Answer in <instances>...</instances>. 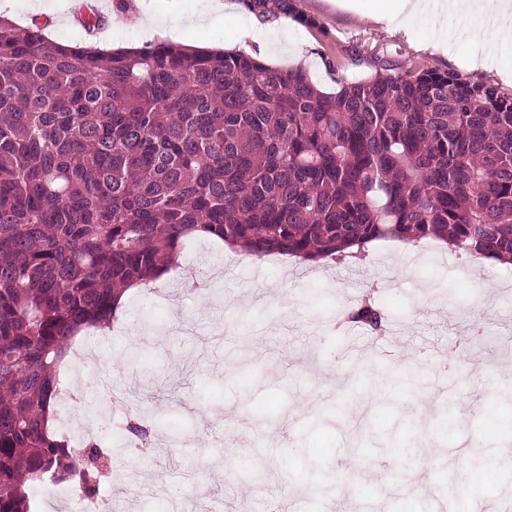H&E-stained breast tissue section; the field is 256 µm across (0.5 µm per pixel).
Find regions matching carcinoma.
Listing matches in <instances>:
<instances>
[{
  "mask_svg": "<svg viewBox=\"0 0 512 512\" xmlns=\"http://www.w3.org/2000/svg\"><path fill=\"white\" fill-rule=\"evenodd\" d=\"M49 26L0 16V512H34L46 482L97 493L112 453L49 434L59 368L190 240L342 260L430 239L512 264V95L497 86L375 58L324 94L237 51L88 50ZM346 318L379 333L388 315L364 299Z\"/></svg>",
  "mask_w": 512,
  "mask_h": 512,
  "instance_id": "obj_1",
  "label": "carcinoma"
}]
</instances>
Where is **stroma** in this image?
Wrapping results in <instances>:
<instances>
[{
    "instance_id": "35a3bbf8",
    "label": "stroma",
    "mask_w": 512,
    "mask_h": 512,
    "mask_svg": "<svg viewBox=\"0 0 512 512\" xmlns=\"http://www.w3.org/2000/svg\"><path fill=\"white\" fill-rule=\"evenodd\" d=\"M223 2V13L207 21V0H142L148 29L103 0V37L142 47L169 31L183 45L230 48L252 23L267 40L259 59L303 67L326 93L370 76L374 57L411 71L456 70L512 93V52L493 55L487 44L464 40L448 52L430 50L423 22L407 36L331 0H294L295 17L270 21L243 0ZM303 16L315 26L300 24ZM355 51L361 63H352ZM180 262L223 275L190 291L174 274L131 293L73 385L81 399L75 419L97 426L112 448L97 493L107 512H293L306 488L287 476L303 471L331 486L316 500L332 512H353L356 495L366 512H438L448 476L493 512L512 507L499 469L469 471L466 456L512 435V404L497 399L512 381V348L501 342L512 336V264H478L432 240L410 253L381 240L363 261L299 271L276 254L230 256L208 238L187 245ZM368 291L386 309L389 333L337 329L342 311ZM475 322L494 345H467ZM132 349L143 367L123 363ZM389 349L391 360L357 372L363 358ZM447 401L468 417L444 421ZM132 409L150 414L166 441L151 458L133 452L124 430ZM414 441V468L394 472L393 456ZM437 442L446 459H430ZM295 447L304 459L286 456Z\"/></svg>"
}]
</instances>
